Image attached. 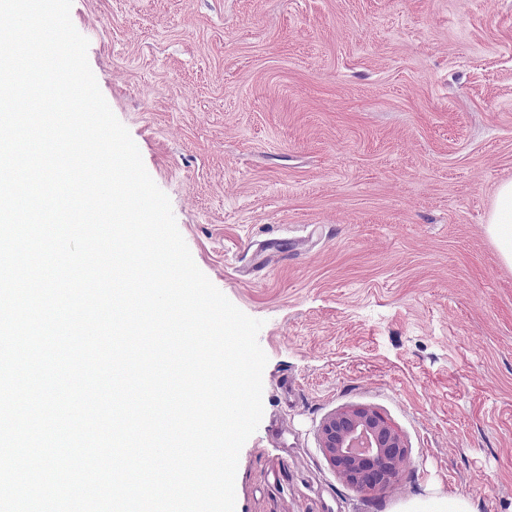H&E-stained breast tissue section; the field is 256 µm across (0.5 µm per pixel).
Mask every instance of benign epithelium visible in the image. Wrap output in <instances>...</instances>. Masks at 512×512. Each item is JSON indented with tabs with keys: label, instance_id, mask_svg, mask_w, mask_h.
Wrapping results in <instances>:
<instances>
[{
	"label": "benign epithelium",
	"instance_id": "obj_1",
	"mask_svg": "<svg viewBox=\"0 0 512 512\" xmlns=\"http://www.w3.org/2000/svg\"><path fill=\"white\" fill-rule=\"evenodd\" d=\"M318 437L334 471L365 495L395 485L409 462V448L401 434L371 407L329 413L319 425Z\"/></svg>",
	"mask_w": 512,
	"mask_h": 512
}]
</instances>
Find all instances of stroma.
Listing matches in <instances>:
<instances>
[{
    "mask_svg": "<svg viewBox=\"0 0 512 512\" xmlns=\"http://www.w3.org/2000/svg\"><path fill=\"white\" fill-rule=\"evenodd\" d=\"M196 266L262 320L235 512H512V0H72ZM366 405L410 449L368 497L324 458ZM487 232L503 261L512 266V181L502 183L497 189ZM402 512H472L464 497L412 499Z\"/></svg>",
    "mask_w": 512,
    "mask_h": 512,
    "instance_id": "stroma-1",
    "label": "stroma"
}]
</instances>
